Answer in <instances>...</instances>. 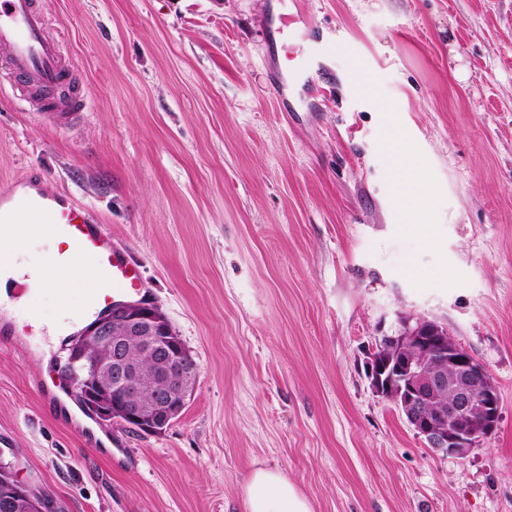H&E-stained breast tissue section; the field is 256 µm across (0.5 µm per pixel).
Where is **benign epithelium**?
I'll return each mask as SVG.
<instances>
[{
  "label": "benign epithelium",
  "instance_id": "obj_1",
  "mask_svg": "<svg viewBox=\"0 0 512 512\" xmlns=\"http://www.w3.org/2000/svg\"><path fill=\"white\" fill-rule=\"evenodd\" d=\"M398 327L375 338L367 361L373 391L391 401L409 427L435 453L464 458L491 436L500 400L488 370L457 344L441 323L400 315ZM147 357L154 382L145 383ZM81 399L105 406L103 417L142 433L165 432L191 398L199 367L192 351L160 308L143 302L118 304L92 321L71 367ZM0 498V512H13L29 486L15 481Z\"/></svg>",
  "mask_w": 512,
  "mask_h": 512
}]
</instances>
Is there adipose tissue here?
I'll return each instance as SVG.
<instances>
[{
  "mask_svg": "<svg viewBox=\"0 0 512 512\" xmlns=\"http://www.w3.org/2000/svg\"><path fill=\"white\" fill-rule=\"evenodd\" d=\"M394 178L400 185L395 209L405 220L419 203L421 176L413 162L406 159L395 168ZM37 270V264L20 260L13 226L0 224V305L11 303L7 283L25 282L30 287H38ZM243 508L244 512H313L309 500L284 474L261 468L254 470L245 486Z\"/></svg>",
  "mask_w": 512,
  "mask_h": 512,
  "instance_id": "1",
  "label": "adipose tissue"
}]
</instances>
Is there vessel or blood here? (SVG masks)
<instances>
[{"label": "vessel or blood", "mask_w": 512, "mask_h": 512, "mask_svg": "<svg viewBox=\"0 0 512 512\" xmlns=\"http://www.w3.org/2000/svg\"><path fill=\"white\" fill-rule=\"evenodd\" d=\"M0 44L10 48L6 73L15 99L36 111L48 109L63 122L85 109L48 0H0ZM1 221L14 225L21 245L40 236L61 240L63 251L47 257L52 286H61L69 277L74 256L87 257L96 286L85 305L95 313L117 302L142 300L151 291L138 260L85 204L64 203L40 191L18 193L6 186L0 188Z\"/></svg>", "instance_id": "1"}]
</instances>
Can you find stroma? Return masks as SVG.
Listing matches in <instances>:
<instances>
[{"mask_svg": "<svg viewBox=\"0 0 512 512\" xmlns=\"http://www.w3.org/2000/svg\"><path fill=\"white\" fill-rule=\"evenodd\" d=\"M308 18L279 33L289 4ZM87 96L70 128L0 95V185L95 209L200 367L164 433L47 411L45 323L13 311L0 460L58 512H243L255 468L313 512H512V0H51ZM360 57L367 91L353 88ZM400 137L424 178L394 211ZM492 375L496 432L426 448L366 377L397 314Z\"/></svg>", "mask_w": 512, "mask_h": 512, "instance_id": "stroma-1", "label": "stroma"}]
</instances>
